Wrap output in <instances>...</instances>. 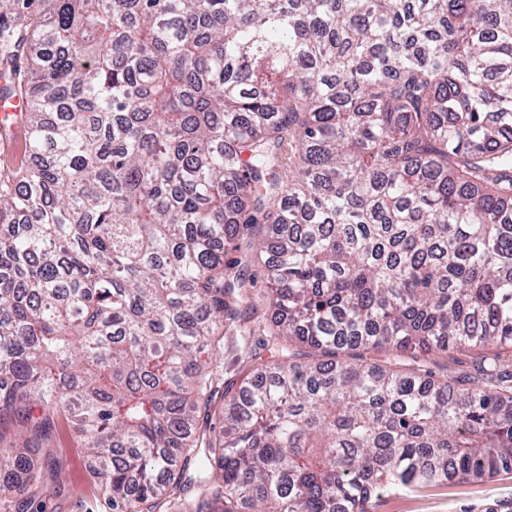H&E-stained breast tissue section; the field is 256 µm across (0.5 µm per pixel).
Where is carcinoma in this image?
Returning <instances> with one entry per match:
<instances>
[{
    "label": "carcinoma",
    "mask_w": 512,
    "mask_h": 512,
    "mask_svg": "<svg viewBox=\"0 0 512 512\" xmlns=\"http://www.w3.org/2000/svg\"><path fill=\"white\" fill-rule=\"evenodd\" d=\"M0 504L370 512L512 471V0H0ZM270 323L249 377L224 336ZM382 351L381 361L368 358ZM26 108L24 98L13 95L11 97H3L0 95V126L14 127L17 124L18 117ZM15 135L8 144L0 138V164L2 166L3 160H7V163H13L15 167L21 166L26 163L27 156L25 155V149H21V146L25 144V132L23 130L22 136ZM19 137V138H18ZM18 138L15 142L14 140ZM14 142V143H13ZM493 353L492 350H450L448 355L439 356L438 364L433 369L439 375L466 377L471 382L484 385L487 378L483 370L488 367V357H492ZM58 462V482L41 495L34 510L38 512H112L105 501L99 479L92 471L95 464L84 456L81 442L71 424L60 418L48 443Z\"/></svg>",
    "instance_id": "cac0c4a2"
}]
</instances>
